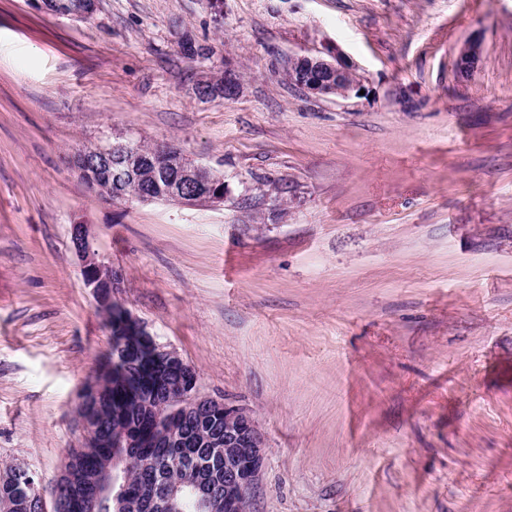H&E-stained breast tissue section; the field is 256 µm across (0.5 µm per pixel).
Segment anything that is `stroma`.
Here are the masks:
<instances>
[{
  "mask_svg": "<svg viewBox=\"0 0 512 512\" xmlns=\"http://www.w3.org/2000/svg\"><path fill=\"white\" fill-rule=\"evenodd\" d=\"M328 48L370 97L288 83ZM228 63L240 94L199 97ZM115 135L223 175V206L91 191L67 159ZM77 224L253 415L250 512H512V0H0V469L46 484L109 348ZM44 7L59 15L86 17L95 11L96 0H42Z\"/></svg>",
  "mask_w": 512,
  "mask_h": 512,
  "instance_id": "1",
  "label": "stroma"
}]
</instances>
